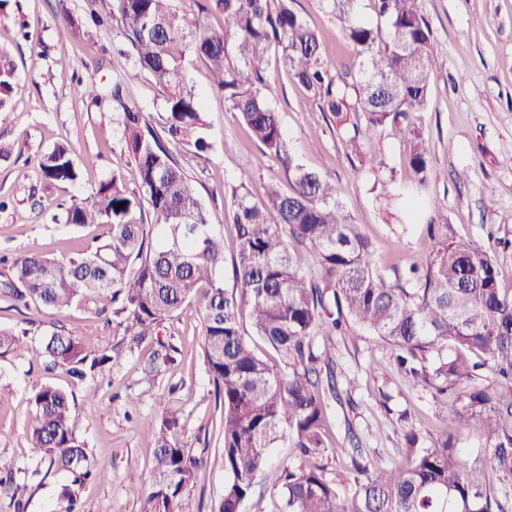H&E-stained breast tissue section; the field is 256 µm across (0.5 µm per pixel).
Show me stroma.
I'll list each match as a JSON object with an SVG mask.
<instances>
[{
    "label": "stroma",
    "instance_id": "obj_1",
    "mask_svg": "<svg viewBox=\"0 0 512 512\" xmlns=\"http://www.w3.org/2000/svg\"><path fill=\"white\" fill-rule=\"evenodd\" d=\"M320 36L322 48L338 72L354 71L360 60L341 24L320 0H291ZM90 0H8L0 9V56L14 68V92L5 138L14 145L8 160H0V254L39 249L61 260L82 253L92 239L105 238L103 224L86 227L55 224L46 215L57 202L90 191L114 171L125 175L136 191L133 158L112 122V102L81 96L79 80L95 73L104 88L123 79L125 101L145 117L162 108V96L151 79L134 70L116 53L122 41L116 31L95 27ZM423 12L434 35L436 68L431 80L430 107L422 134L430 145L426 185H418L406 163L407 131L387 126L381 156L391 180L374 186L361 171L336 128L335 118L310 99L306 90L269 55L267 68L275 75L271 100L281 114L291 154L309 169L329 174L340 189L346 211L361 224L373 244L377 267L388 281L404 275L410 265L425 262L431 250L427 221L433 205L457 235L484 246L489 236L508 240L496 250L501 286L512 289V0H423ZM71 63H58L60 48ZM186 76L203 98L205 132L212 149L195 156L184 148L180 163L201 199L210 223L232 237L231 189L241 171H249V191L260 200L272 185L288 189L282 163L265 155L224 96L209 80L206 62L191 57ZM67 143L83 177L75 184L44 182L40 155L54 144ZM105 296H80L61 310H15L0 297V325L12 327L33 320L35 337L53 326L77 332L93 349H108L118 340L104 327ZM202 299L186 303L165 330L181 351L179 362L162 374L154 387L139 385L138 357L115 355L104 373L96 397H88L63 371H44L36 363L0 354V460L30 465L27 433L36 418L31 401L42 386L64 389L74 398L72 420L77 437L98 462L100 473L81 492V512H142L144 491L154 482V433L146 419L179 409L180 441L203 461L191 490L195 512H214L224 493L223 442L216 427L220 411L203 364ZM333 366L340 392L328 398V445L325 462L336 473L345 459L350 434L362 439L367 457L389 469L402 460L404 435L416 430L432 440L441 425L436 404L427 391L413 387L400 373L391 346L361 328L333 339ZM140 401V417L127 414V396ZM286 447L270 451L255 494L243 512H279L275 486L282 465L291 463ZM143 492H130V478ZM66 477L49 472L29 478L23 492L25 512H53Z\"/></svg>",
    "mask_w": 512,
    "mask_h": 512
}]
</instances>
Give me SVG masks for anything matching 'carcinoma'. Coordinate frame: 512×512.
I'll use <instances>...</instances> for the list:
<instances>
[{
    "label": "carcinoma",
    "instance_id": "carcinoma-1",
    "mask_svg": "<svg viewBox=\"0 0 512 512\" xmlns=\"http://www.w3.org/2000/svg\"><path fill=\"white\" fill-rule=\"evenodd\" d=\"M322 2L363 58L349 79L330 75L318 34L289 0H102V11L93 13L96 25L117 31L129 47L119 54L163 97L150 123L126 104L123 81L112 85L113 122L134 157L138 190L128 191L114 173L89 195L57 204L53 220L105 224L107 237L65 260L36 249L0 257L7 266L0 296L27 309H61L78 296L110 294L122 349L132 354L146 341L155 344L138 380L151 387L179 353L160 338L163 324L203 293V362L221 407L223 439L224 496L215 512H241L270 449L280 444L300 459L279 478L284 512H512V500L483 478L488 466L500 482L512 483V292L501 288L492 252L456 237L442 217L432 216L428 227L438 238L425 272L409 269L407 281L416 287L386 281L332 178L288 153L263 68L268 54H277L336 125H350L345 145L375 175L371 148L382 147L383 128L406 125L407 162L423 185L429 147L417 121L428 111L436 62L422 0H371L373 21L361 17L362 0ZM213 12L224 16V26L205 22ZM191 55L207 61L229 111L290 176L291 190L272 187L254 202L250 173H241L231 193L235 235L229 243L209 223L176 157L183 145L199 153L211 149L200 99L184 74ZM13 90V68L0 57V125ZM39 169L50 183H75L81 175L65 144L44 153ZM145 202L153 224L145 223ZM227 251L230 290L224 288ZM246 308L251 336L242 327ZM350 325L390 343L400 371L437 400L445 430L429 446L409 431L405 459L390 470L371 468L354 434L349 464L331 478L319 464L328 450L321 374L332 395L337 390L332 357L317 339ZM255 337L275 358L256 350ZM2 350L41 359L48 370L63 368L91 384L92 393L112 363V351L89 350L71 331H52L36 342L24 327H0ZM33 401L38 415L28 448L48 468L70 474L57 512H75L74 487L91 479L97 465L71 427L69 395L48 385ZM151 427L156 477L144 512H195L190 488L201 462L175 439L180 417L170 411ZM461 430L479 443L476 457L457 450Z\"/></svg>",
    "mask_w": 512,
    "mask_h": 512
}]
</instances>
